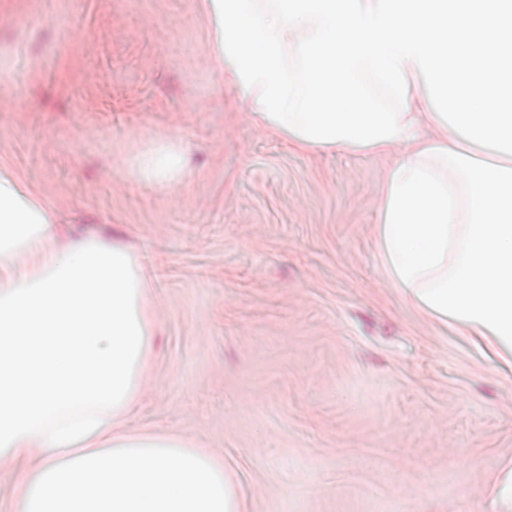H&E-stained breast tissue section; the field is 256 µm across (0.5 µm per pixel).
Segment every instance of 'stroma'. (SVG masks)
Instances as JSON below:
<instances>
[{
  "label": "stroma",
  "mask_w": 512,
  "mask_h": 512,
  "mask_svg": "<svg viewBox=\"0 0 512 512\" xmlns=\"http://www.w3.org/2000/svg\"><path fill=\"white\" fill-rule=\"evenodd\" d=\"M200 0H0V166L128 246L154 334L127 428L172 430L245 512H495L512 359L422 312L379 254L384 155L300 149L218 73ZM174 145L168 191L136 173Z\"/></svg>",
  "instance_id": "1"
}]
</instances>
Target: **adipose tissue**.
<instances>
[{
  "mask_svg": "<svg viewBox=\"0 0 512 512\" xmlns=\"http://www.w3.org/2000/svg\"><path fill=\"white\" fill-rule=\"evenodd\" d=\"M218 70L306 149H404L378 246L418 307L512 355V0H204ZM489 152L494 163L480 162ZM180 150L143 156L169 187ZM0 167V461L15 512H243L235 477L171 431L123 429L153 334L142 269Z\"/></svg>",
  "mask_w": 512,
  "mask_h": 512,
  "instance_id": "obj_1",
  "label": "adipose tissue"
}]
</instances>
